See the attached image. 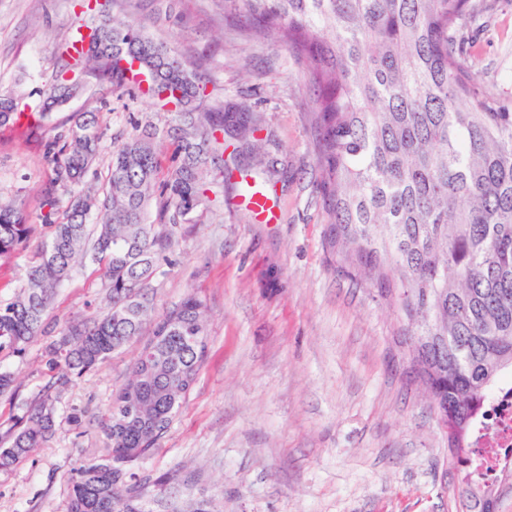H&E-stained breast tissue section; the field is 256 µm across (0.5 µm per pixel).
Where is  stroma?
Returning a JSON list of instances; mask_svg holds the SVG:
<instances>
[{
	"instance_id": "stroma-1",
	"label": "stroma",
	"mask_w": 512,
	"mask_h": 512,
	"mask_svg": "<svg viewBox=\"0 0 512 512\" xmlns=\"http://www.w3.org/2000/svg\"><path fill=\"white\" fill-rule=\"evenodd\" d=\"M112 13L177 49L207 82L202 110L243 106L256 155L224 132V168L196 223L171 230L152 282L156 314L196 292L206 306L208 357L170 430L136 464L149 512H460V466L433 400L411 369L405 324L377 288L343 272L327 246L317 190V90L305 60L276 36L242 26L240 0H114ZM88 17L79 0H0V94L26 114L41 108L58 69L56 47ZM466 58L490 102L512 100V0H495L469 33ZM82 89L42 125H0V198L29 231L0 260V301L13 298L51 236L41 202L52 177L54 124L95 113L104 134L84 182L103 189L112 148L136 124L170 113L89 70ZM270 189L275 222L247 207L246 179ZM105 296L102 269L76 265L58 288L44 335L21 355L0 395V431L38 403L52 374L44 348L71 322L92 318ZM144 344L136 338L59 395L53 439L0 470V512H66V475L107 450L101 420ZM81 416L80 427L67 417Z\"/></svg>"
}]
</instances>
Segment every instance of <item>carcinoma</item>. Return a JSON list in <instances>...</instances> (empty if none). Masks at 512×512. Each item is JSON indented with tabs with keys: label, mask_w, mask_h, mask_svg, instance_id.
Segmentation results:
<instances>
[{
	"label": "carcinoma",
	"mask_w": 512,
	"mask_h": 512,
	"mask_svg": "<svg viewBox=\"0 0 512 512\" xmlns=\"http://www.w3.org/2000/svg\"><path fill=\"white\" fill-rule=\"evenodd\" d=\"M244 17L275 23L280 39L309 65L320 88V192L331 215L330 251L374 281L407 322L412 363L448 421V448L462 465L466 512H490L497 476L477 453L489 394L512 370V108L494 107L475 83L464 30L492 4L482 0H240ZM77 27L57 48L58 70L44 111L65 105L80 75L99 70L130 83L117 55L135 53L157 84L141 94L182 107L165 130L144 129L113 147L108 186L79 188L102 149L89 113L49 144L55 177L43 195L52 235L0 304V354H20L41 335L43 317L74 265L91 260L107 280L105 307L88 324L68 326L45 347L56 373L39 406L0 434L7 470L55 433L50 390L106 363L151 327V338L101 423L109 454L67 475V512H145L133 465L170 429L208 352L205 306L195 293L159 318L148 296L169 234L146 222L161 200L160 222L193 224L209 202L211 165L223 160L226 121L242 136L247 119L200 112L201 77L176 51L115 16ZM18 110L0 95V125ZM174 146L162 176L159 139ZM66 199L60 207V198ZM22 212L0 201V260L26 237Z\"/></svg>",
	"instance_id": "cac0c4a2"
}]
</instances>
